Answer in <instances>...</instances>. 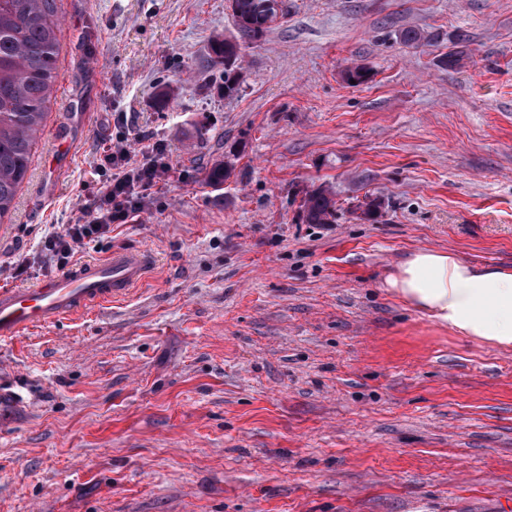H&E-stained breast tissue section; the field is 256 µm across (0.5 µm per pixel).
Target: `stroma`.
Returning <instances> with one entry per match:
<instances>
[{
    "label": "stroma",
    "mask_w": 512,
    "mask_h": 512,
    "mask_svg": "<svg viewBox=\"0 0 512 512\" xmlns=\"http://www.w3.org/2000/svg\"><path fill=\"white\" fill-rule=\"evenodd\" d=\"M287 2L228 98V0H58L0 288L56 276L43 241L119 137L179 174L74 258L144 250L142 284L0 347V512H512V347L384 286L420 248L512 269V0ZM325 184L335 222L303 223ZM242 44L237 38H217L212 45L214 65H224V95L232 97L238 93L242 81L239 67L235 65L240 57Z\"/></svg>",
    "instance_id": "stroma-1"
}]
</instances>
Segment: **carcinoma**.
Returning <instances> with one entry per match:
<instances>
[{
    "mask_svg": "<svg viewBox=\"0 0 512 512\" xmlns=\"http://www.w3.org/2000/svg\"><path fill=\"white\" fill-rule=\"evenodd\" d=\"M232 17L240 38L216 39L212 62L224 66V96L238 93L242 75L236 61L241 41L251 42L269 28V5L286 0H233ZM56 0H0V220L14 208L17 191L30 167L32 149L44 126L56 77L60 45ZM381 201L365 197L356 218L371 220ZM336 192L320 186L305 193L301 205L307 224L336 221Z\"/></svg>",
    "mask_w": 512,
    "mask_h": 512,
    "instance_id": "1",
    "label": "carcinoma"
}]
</instances>
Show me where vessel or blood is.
<instances>
[{
	"mask_svg": "<svg viewBox=\"0 0 512 512\" xmlns=\"http://www.w3.org/2000/svg\"><path fill=\"white\" fill-rule=\"evenodd\" d=\"M147 275L144 251L120 249L32 288H1L0 345L88 307L122 299Z\"/></svg>",
	"mask_w": 512,
	"mask_h": 512,
	"instance_id": "vessel-or-blood-1",
	"label": "vessel or blood"
}]
</instances>
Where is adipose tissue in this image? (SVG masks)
I'll use <instances>...</instances> for the list:
<instances>
[{"label": "adipose tissue", "mask_w": 512, "mask_h": 512, "mask_svg": "<svg viewBox=\"0 0 512 512\" xmlns=\"http://www.w3.org/2000/svg\"><path fill=\"white\" fill-rule=\"evenodd\" d=\"M384 285L440 325L512 346V270L478 268L450 252L418 249Z\"/></svg>", "instance_id": "1"}]
</instances>
